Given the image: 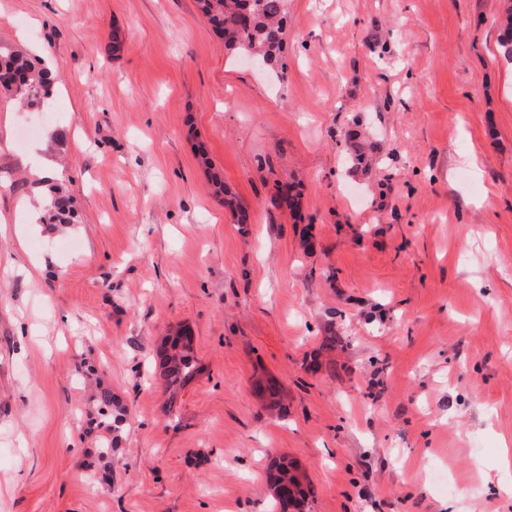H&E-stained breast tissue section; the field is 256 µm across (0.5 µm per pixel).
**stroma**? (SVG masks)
I'll return each mask as SVG.
<instances>
[{
  "label": "stroma",
  "instance_id": "obj_1",
  "mask_svg": "<svg viewBox=\"0 0 512 512\" xmlns=\"http://www.w3.org/2000/svg\"><path fill=\"white\" fill-rule=\"evenodd\" d=\"M499 7L288 0L281 84L195 0H0V43L59 76L35 112L0 91V512H271L280 455L311 512H512ZM48 163L63 233L39 222ZM292 181L294 213L272 204ZM179 326L200 371L172 403L152 356ZM89 368L129 411L107 483ZM209 181L211 183L213 193L222 199L224 206L228 207L236 217L237 223H249V215L247 211L239 204L235 195L226 186L223 175L217 171L209 172Z\"/></svg>",
  "mask_w": 512,
  "mask_h": 512
}]
</instances>
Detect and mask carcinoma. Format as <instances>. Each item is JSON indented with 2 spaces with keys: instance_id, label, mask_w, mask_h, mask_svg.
<instances>
[{
  "instance_id": "cac0c4a2",
  "label": "carcinoma",
  "mask_w": 512,
  "mask_h": 512,
  "mask_svg": "<svg viewBox=\"0 0 512 512\" xmlns=\"http://www.w3.org/2000/svg\"><path fill=\"white\" fill-rule=\"evenodd\" d=\"M198 9L208 19L214 32L224 40V47L234 55H254L266 60L269 69L281 80L288 78V61L283 56V39L288 20V0H196ZM503 32L500 47L503 55L512 59V0H503ZM0 73H16L23 77L21 84L11 81L0 83V88L13 93L28 108H37L52 95L55 76L44 62L24 49L0 45ZM212 191L219 196L224 206L239 224L249 223L247 211L239 204L235 195L224 183L217 171L209 173ZM277 207L295 211L299 206V193L293 185L283 192L277 186L274 195ZM74 219L70 201L59 190L54 189L51 198L42 209L43 224H70ZM200 367L194 356L193 338L186 329H178L163 339L154 357V377L169 392V407H174L178 393L199 373ZM89 401L98 415V427L106 432L99 437L97 453L103 465L98 472L110 470L112 456L119 449L123 426L127 419V408L112 388L95 385ZM269 486L272 491L273 508L280 507L278 490L288 486L295 488L292 501L298 512H305L309 491L304 487L296 470L282 457L271 465Z\"/></svg>"
}]
</instances>
